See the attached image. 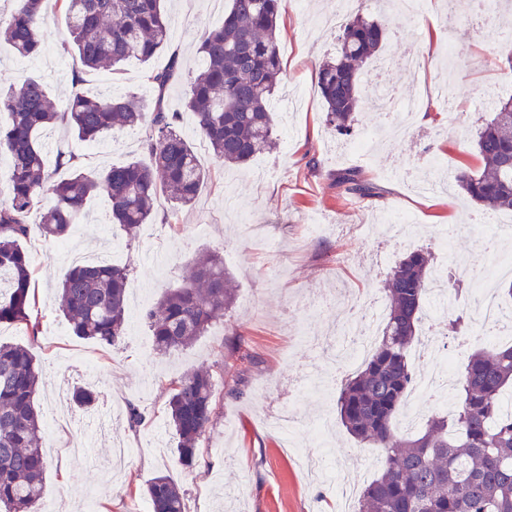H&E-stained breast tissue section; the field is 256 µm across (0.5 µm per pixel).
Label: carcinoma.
Returning <instances> with one entry per match:
<instances>
[{
  "mask_svg": "<svg viewBox=\"0 0 512 512\" xmlns=\"http://www.w3.org/2000/svg\"><path fill=\"white\" fill-rule=\"evenodd\" d=\"M0 20V48L29 58L42 49L44 0H16ZM67 18V49L76 74L71 97L58 109L43 80L28 76L0 89V157L10 160L9 200L0 204V324H19L38 335L33 271L24 242L28 215L42 213L43 237L59 240L79 223L87 201L105 193L112 222L132 232L149 223L160 199L179 210L192 204L208 173L194 147L178 129L180 115L165 96L179 74L176 51L163 70L147 79L153 98L134 94H89L83 74L102 67L115 73L129 59L150 62L168 47L166 0H59ZM286 0H230L224 24L205 31L199 64L188 82L184 111L192 113L213 159L240 165L275 145L272 101L282 74L277 28ZM384 26L356 13L338 30L336 57L319 66L317 86L327 122L340 135L354 132L352 116L364 100H385L362 85L361 67L381 49ZM66 125L81 144L93 143L115 128L145 127L142 158L86 173L75 163L78 148L56 149L55 166L68 169L57 179L46 166L41 137L46 128ZM475 151L483 161L477 174L462 172L457 186L490 211H512V95L491 100V117L478 129ZM347 196L375 197L380 188L356 170L336 177ZM431 257L408 253L386 282L389 308L369 358L337 399L340 423L359 444L383 451L379 473L363 486L355 512H512V414L501 404L512 390V345L482 346L458 376L452 416L428 418L418 433L398 437L393 421L416 381L409 352L430 288ZM129 271L115 265L77 263L60 286L59 309L73 333L112 346L127 333ZM234 285L217 253L195 255L181 278L143 319L154 349L170 356L189 347L225 316ZM473 314L459 312L454 332H472ZM42 369L31 350L0 343V512H38L46 455L36 399ZM215 384L209 370L186 373L170 383L168 416L179 436L178 460L193 466L197 446L212 422ZM146 495L153 512H186L185 493L169 475L153 478Z\"/></svg>",
  "mask_w": 512,
  "mask_h": 512,
  "instance_id": "cac0c4a2",
  "label": "carcinoma"
}]
</instances>
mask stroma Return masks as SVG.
I'll use <instances>...</instances> for the list:
<instances>
[{
    "instance_id": "stroma-1",
    "label": "stroma",
    "mask_w": 512,
    "mask_h": 512,
    "mask_svg": "<svg viewBox=\"0 0 512 512\" xmlns=\"http://www.w3.org/2000/svg\"><path fill=\"white\" fill-rule=\"evenodd\" d=\"M440 0H425L420 16L403 18L387 10L384 0H361L364 13L381 12L388 36L380 50L387 56L406 52L420 60L409 75L390 68L386 84L398 101L418 98L413 115L415 136L401 143L385 140L368 152H356L352 141L337 137L326 123V106L316 85L320 64L335 55L336 33L318 26L335 15L336 0H312L300 11L286 4L288 23L279 46L283 74L273 99L276 149L247 166L228 169L217 164L197 131L195 119L183 112L179 128L192 143L209 179L196 202L170 212L159 201L152 223L128 234L114 224L106 199L89 202L81 224L68 238L47 240L32 234L25 243L33 268L39 333L24 326L0 324L1 343L30 346L47 373L38 398L44 421L48 464L45 499L61 512H150L144 493L148 481L166 474L186 493V512H337L334 473L359 471L372 480L371 460L377 451L360 446L338 424L336 399L350 371L325 374L321 352L301 341V334L343 319V306H319L323 297L352 300L382 292L392 264L406 249L389 245L381 262L375 243L354 227L389 211L409 213L419 232L410 248L434 252L427 230L449 224L454 253L467 268L485 270L494 255L485 248L501 225H512V212H498L493 222L478 221L482 207L458 194L457 173H477L482 161L473 147L476 129L488 119L490 95L512 94V36L500 33L495 0H473L461 21L448 22ZM228 0H168L170 42L182 57V80L168 93L170 110H181L192 76L196 49L206 29L221 26ZM43 49L19 59L0 53V84L34 74L47 84L56 106L73 92V63L63 48L65 14L56 0H46ZM168 52L150 64L128 61L121 74L100 69L87 72L83 88L92 94L138 93L151 98L147 69H163ZM450 89L453 106L439 93ZM141 128L115 130L82 146L84 170L102 169L139 157ZM278 175L260 180V166ZM359 170L377 184L380 196H341L336 174ZM309 224L326 225L310 237ZM214 250L237 285L231 311L205 336L171 356L145 348L147 324L138 310L128 312L127 334L109 347L74 336L58 309L57 287L72 265V254L94 262L105 252L129 271V302L141 294L157 301L177 285L182 269L198 251ZM210 370L215 382V418L198 444L193 467L178 461L179 439L168 422L170 380L196 369ZM95 390L99 401L112 404V429L96 431L93 420L76 406L62 418L53 412L62 389ZM294 404L297 427L312 440L322 416L333 418L328 458L329 478L309 480L283 448L271 420L281 406ZM146 413L135 431L126 426L130 405Z\"/></svg>"
}]
</instances>
